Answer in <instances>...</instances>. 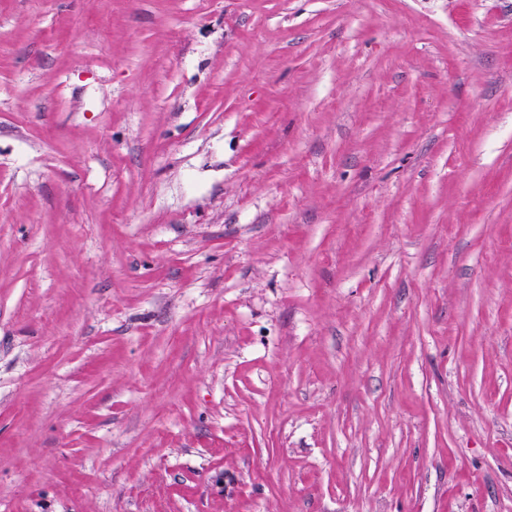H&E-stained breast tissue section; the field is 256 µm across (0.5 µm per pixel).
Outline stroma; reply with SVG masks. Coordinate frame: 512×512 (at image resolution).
<instances>
[{
  "label": "stroma",
  "mask_w": 512,
  "mask_h": 512,
  "mask_svg": "<svg viewBox=\"0 0 512 512\" xmlns=\"http://www.w3.org/2000/svg\"><path fill=\"white\" fill-rule=\"evenodd\" d=\"M0 512H512V0H0Z\"/></svg>",
  "instance_id": "1"
}]
</instances>
